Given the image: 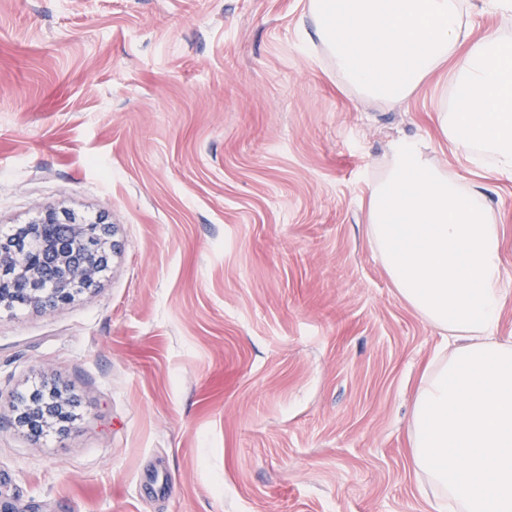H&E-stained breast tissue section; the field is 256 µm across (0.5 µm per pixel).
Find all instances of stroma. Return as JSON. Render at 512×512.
<instances>
[{
  "label": "stroma",
  "mask_w": 512,
  "mask_h": 512,
  "mask_svg": "<svg viewBox=\"0 0 512 512\" xmlns=\"http://www.w3.org/2000/svg\"><path fill=\"white\" fill-rule=\"evenodd\" d=\"M305 0H0V228L101 219L96 286L0 308V512H430L407 418L439 331L366 235L398 137L450 173L448 68L392 109ZM486 185L512 274V177ZM72 403L32 439L17 400Z\"/></svg>",
  "instance_id": "1"
}]
</instances>
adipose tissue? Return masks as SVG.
Listing matches in <instances>:
<instances>
[{
    "label": "adipose tissue",
    "mask_w": 512,
    "mask_h": 512,
    "mask_svg": "<svg viewBox=\"0 0 512 512\" xmlns=\"http://www.w3.org/2000/svg\"><path fill=\"white\" fill-rule=\"evenodd\" d=\"M478 6L512 18V0H306L305 10L337 75L387 106L451 63V101L436 115L443 137L478 170L512 175V37L473 38ZM430 150L391 142L367 201V234L398 297L443 334L413 400L412 463L432 512H512L502 230L482 179L460 181Z\"/></svg>",
    "instance_id": "ef3b65f1"
}]
</instances>
